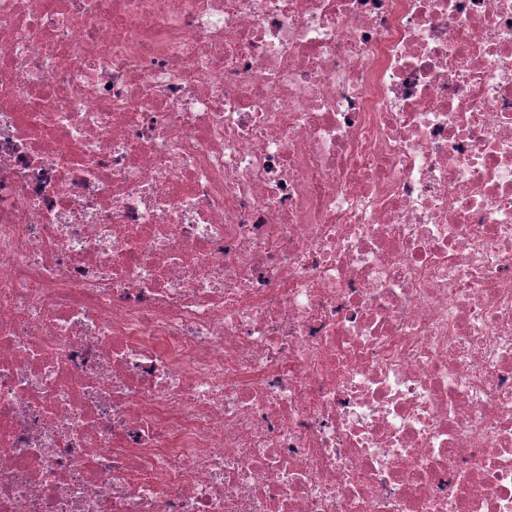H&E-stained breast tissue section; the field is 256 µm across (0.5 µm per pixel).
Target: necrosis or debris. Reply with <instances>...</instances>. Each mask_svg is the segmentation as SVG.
Returning a JSON list of instances; mask_svg holds the SVG:
<instances>
[{
	"instance_id": "1",
	"label": "necrosis or debris",
	"mask_w": 512,
	"mask_h": 512,
	"mask_svg": "<svg viewBox=\"0 0 512 512\" xmlns=\"http://www.w3.org/2000/svg\"><path fill=\"white\" fill-rule=\"evenodd\" d=\"M0 512H512V0H0Z\"/></svg>"
}]
</instances>
